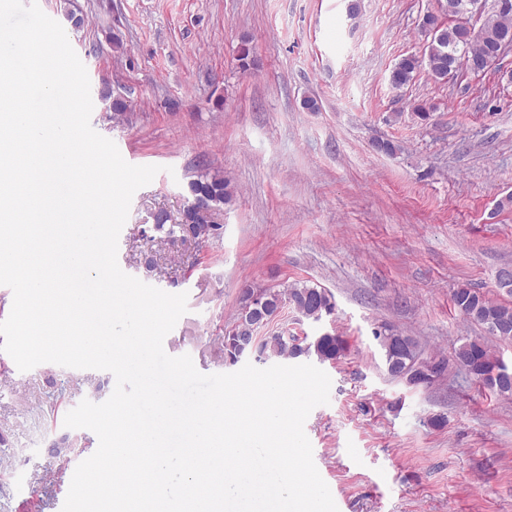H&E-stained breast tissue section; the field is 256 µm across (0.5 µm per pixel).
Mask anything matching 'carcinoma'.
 <instances>
[{
	"instance_id": "carcinoma-1",
	"label": "carcinoma",
	"mask_w": 512,
	"mask_h": 512,
	"mask_svg": "<svg viewBox=\"0 0 512 512\" xmlns=\"http://www.w3.org/2000/svg\"><path fill=\"white\" fill-rule=\"evenodd\" d=\"M420 28L426 37L423 57L405 55L395 62L391 73V86L400 90L411 83L421 69L435 81H448L449 75L459 71V64L466 57H490L498 50L500 39L512 35V11H489L473 18L463 9L458 17L432 31L430 14H425ZM192 201L207 204L215 212L224 210L233 197V190L224 174L216 171L201 175L188 183ZM189 221L170 223L167 211L157 210L152 215L154 231L171 241L205 246L220 241L223 231L219 224H192L193 208L183 210ZM453 302L468 320L484 326L501 341H512V306L498 303L473 288L460 287L453 294ZM300 309L302 317L319 322L333 314L335 303L327 290L304 280L284 282L277 287L255 286L242 291L236 317L224 333V360L235 359L237 343L252 335L255 318H271L285 304ZM385 363L405 366L409 359L420 354L417 341L401 332L387 330L377 334ZM347 352V341L334 333H323L312 340H299L278 331L266 337L260 360L274 361L289 358L316 357L325 363H335ZM452 359L457 368L465 371L475 382L488 387L497 396L512 398V383L493 380L491 373L500 366L501 359L492 348L479 338L465 340L454 350Z\"/></svg>"
}]
</instances>
